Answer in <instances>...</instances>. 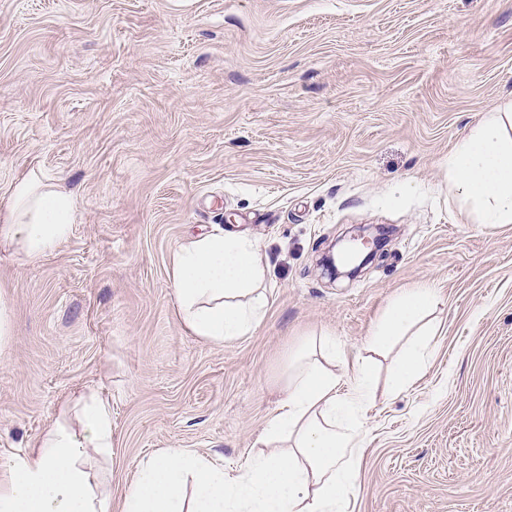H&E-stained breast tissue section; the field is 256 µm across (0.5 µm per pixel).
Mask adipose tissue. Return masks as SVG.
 <instances>
[{"instance_id":"adipose-tissue-1","label":"adipose tissue","mask_w":512,"mask_h":512,"mask_svg":"<svg viewBox=\"0 0 512 512\" xmlns=\"http://www.w3.org/2000/svg\"><path fill=\"white\" fill-rule=\"evenodd\" d=\"M448 193L475 223L512 224V106L484 116L448 156ZM74 197L32 171L0 211V246L33 260L71 235ZM252 239L192 238L174 255L171 280L184 326L221 345L249 335L270 292ZM439 303L427 287L407 289L386 309L364 349L389 357L387 384L399 392L432 355L419 323ZM366 358L337 370L335 337L311 336L292 354L265 451L230 475L205 456L169 448L138 461L122 512H343L364 440L353 426L371 394ZM77 424L57 420L37 443L0 468V512H112V498L90 458L112 459V404L80 396Z\"/></svg>"}]
</instances>
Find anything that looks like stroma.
I'll use <instances>...</instances> for the list:
<instances>
[{
	"label": "stroma",
	"instance_id": "1",
	"mask_svg": "<svg viewBox=\"0 0 512 512\" xmlns=\"http://www.w3.org/2000/svg\"><path fill=\"white\" fill-rule=\"evenodd\" d=\"M512 102V0H0V210L32 170L70 238L0 249V463L67 401L112 402V503L168 448L245 469L304 338L354 359L405 290L434 288L421 378L367 407L344 512H512V224L470 223L450 151ZM352 224L394 236L360 278L319 259ZM256 241L272 295L248 336L186 330L187 239Z\"/></svg>",
	"mask_w": 512,
	"mask_h": 512
}]
</instances>
